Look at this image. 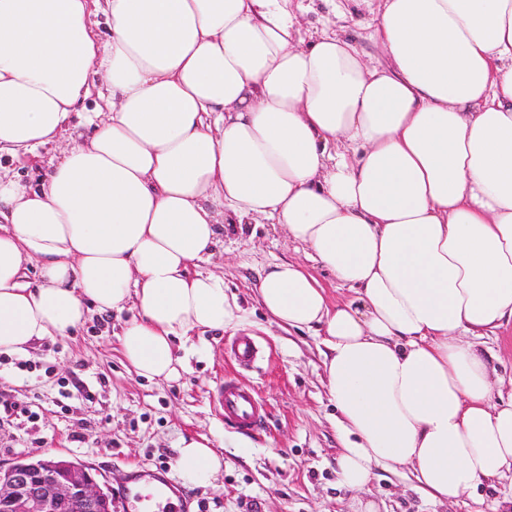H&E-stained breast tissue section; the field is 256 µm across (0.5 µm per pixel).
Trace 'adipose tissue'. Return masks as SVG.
<instances>
[{
    "instance_id": "obj_1",
    "label": "adipose tissue",
    "mask_w": 512,
    "mask_h": 512,
    "mask_svg": "<svg viewBox=\"0 0 512 512\" xmlns=\"http://www.w3.org/2000/svg\"><path fill=\"white\" fill-rule=\"evenodd\" d=\"M324 3L366 7L380 58L308 32L302 0H0V153L55 141L103 80L36 186L0 177V355L130 307L121 356L177 378L175 342L238 319L190 266L223 224H276L357 292L331 305L289 261L256 286L322 336L338 485L406 466L459 500L512 472L477 343L512 322V0ZM175 464L197 484L223 462L201 436Z\"/></svg>"
}]
</instances>
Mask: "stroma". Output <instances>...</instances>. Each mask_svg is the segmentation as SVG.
Instances as JSON below:
<instances>
[{
  "instance_id": "35a3bbf8",
  "label": "stroma",
  "mask_w": 512,
  "mask_h": 512,
  "mask_svg": "<svg viewBox=\"0 0 512 512\" xmlns=\"http://www.w3.org/2000/svg\"><path fill=\"white\" fill-rule=\"evenodd\" d=\"M302 264L325 288L330 303L353 299L303 245L275 224H228L212 255L197 269L223 276L243 322L197 333L190 370L166 381L137 375L120 355L113 325L131 311L85 322L71 335L44 340L22 356H0V400L26 404L29 415L0 410V462L25 456L61 455L90 464L99 480L117 487L135 468L163 469L190 501L188 512H354L358 501L375 500L380 512H488L495 489L470 498L430 504L411 487L407 469H376L369 488L348 491L336 484L341 444L336 407L325 387L314 332L285 330L258 304L254 286L271 264ZM253 337L260 356L239 366L227 346ZM492 358L494 393H512V333L484 339ZM253 389L262 401L263 423L243 432L225 422L216 395L225 378ZM206 437L224 458L218 476L187 483L176 469L181 438Z\"/></svg>"
}]
</instances>
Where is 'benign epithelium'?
<instances>
[{
    "label": "benign epithelium",
    "mask_w": 512,
    "mask_h": 512,
    "mask_svg": "<svg viewBox=\"0 0 512 512\" xmlns=\"http://www.w3.org/2000/svg\"><path fill=\"white\" fill-rule=\"evenodd\" d=\"M114 512L112 489L87 465L65 457L0 464V512Z\"/></svg>",
    "instance_id": "benign-epithelium-1"
}]
</instances>
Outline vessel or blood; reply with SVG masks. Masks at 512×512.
Wrapping results in <instances>:
<instances>
[{
  "instance_id": "vessel-or-blood-1",
  "label": "vessel or blood",
  "mask_w": 512,
  "mask_h": 512,
  "mask_svg": "<svg viewBox=\"0 0 512 512\" xmlns=\"http://www.w3.org/2000/svg\"><path fill=\"white\" fill-rule=\"evenodd\" d=\"M220 405L225 420L238 429H252L262 420L263 406L253 390L234 379H225ZM172 489V482L162 472H135L117 490L121 512H182L183 505L174 502Z\"/></svg>"
}]
</instances>
